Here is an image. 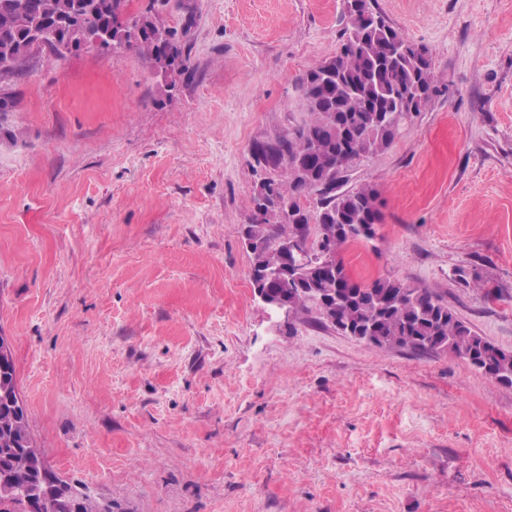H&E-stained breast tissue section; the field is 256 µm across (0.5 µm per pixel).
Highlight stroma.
<instances>
[{"label": "stroma", "mask_w": 512, "mask_h": 512, "mask_svg": "<svg viewBox=\"0 0 512 512\" xmlns=\"http://www.w3.org/2000/svg\"><path fill=\"white\" fill-rule=\"evenodd\" d=\"M374 2L437 92L348 172L382 222L346 269L512 351V0ZM155 5L195 18L170 97L98 48L0 89V334L45 462L112 512H512V388L252 295L250 150L306 120L342 0Z\"/></svg>", "instance_id": "obj_1"}]
</instances>
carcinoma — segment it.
Returning a JSON list of instances; mask_svg holds the SVG:
<instances>
[{
  "label": "carcinoma",
  "instance_id": "carcinoma-1",
  "mask_svg": "<svg viewBox=\"0 0 512 512\" xmlns=\"http://www.w3.org/2000/svg\"><path fill=\"white\" fill-rule=\"evenodd\" d=\"M361 11L378 19L352 21L341 34L339 50L298 79L308 117L293 132L252 149L256 165L281 171L283 180L262 182L268 205L249 228L252 265L281 262L282 247L325 238L341 248L370 241L381 223L378 191L359 185L343 191L346 173L367 154L386 149L404 123L421 111L436 92L429 51L409 40L375 11L373 0H358ZM128 0H0V84L28 72L33 53L46 48L58 59L80 49L84 34L127 12ZM112 49L135 51L169 94L187 73L185 47L155 4L126 25L112 27ZM320 194L314 209L303 200ZM336 272L314 279L309 287L342 291L336 304L317 307L320 315L348 336L379 347L412 352L449 351L496 382L512 387V352L480 336L441 299L425 288L389 277L368 284L350 279L339 253H332ZM298 311L313 304L306 289L284 281ZM27 412L15 413L0 396V512H68L53 482L38 469L41 454L34 445ZM80 500L77 512H107L89 495L59 481Z\"/></svg>",
  "mask_w": 512,
  "mask_h": 512
}]
</instances>
